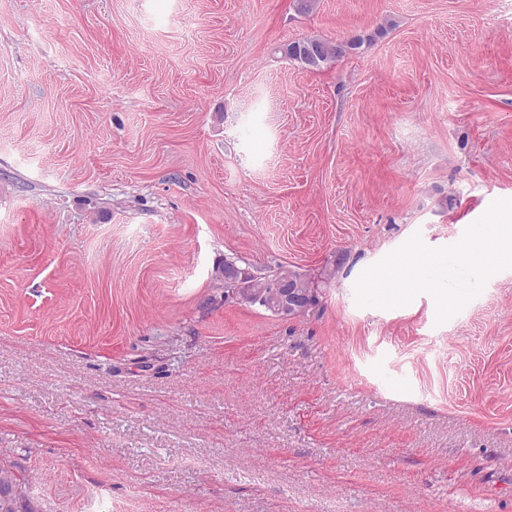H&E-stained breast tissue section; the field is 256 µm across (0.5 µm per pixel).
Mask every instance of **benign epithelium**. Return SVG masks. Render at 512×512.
<instances>
[{
	"label": "benign epithelium",
	"mask_w": 512,
	"mask_h": 512,
	"mask_svg": "<svg viewBox=\"0 0 512 512\" xmlns=\"http://www.w3.org/2000/svg\"><path fill=\"white\" fill-rule=\"evenodd\" d=\"M221 277L226 285L224 297L236 300L245 298L248 303L261 307L275 316L295 317L314 308L311 295L298 288H291L284 282L277 285V293L273 297L262 288H251L247 293H242L243 288L263 279V274L248 267L241 268L231 259H224V273Z\"/></svg>",
	"instance_id": "7a95c632"
}]
</instances>
